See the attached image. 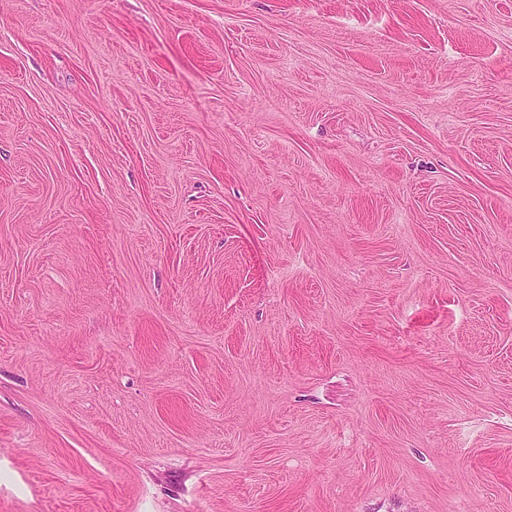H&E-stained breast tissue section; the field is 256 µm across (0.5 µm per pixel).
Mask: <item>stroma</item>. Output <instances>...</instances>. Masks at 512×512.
Here are the masks:
<instances>
[{"label":"stroma","instance_id":"35a3bbf8","mask_svg":"<svg viewBox=\"0 0 512 512\" xmlns=\"http://www.w3.org/2000/svg\"><path fill=\"white\" fill-rule=\"evenodd\" d=\"M0 512H512V0H0Z\"/></svg>","mask_w":512,"mask_h":512}]
</instances>
